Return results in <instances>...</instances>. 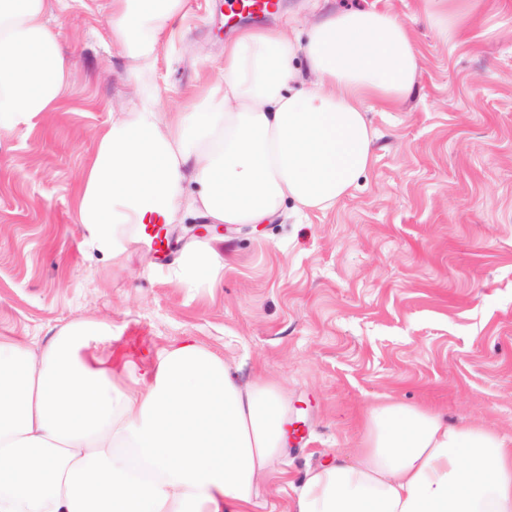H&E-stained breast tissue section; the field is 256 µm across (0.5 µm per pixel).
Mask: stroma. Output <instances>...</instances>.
<instances>
[{"label":"stroma","mask_w":512,"mask_h":512,"mask_svg":"<svg viewBox=\"0 0 512 512\" xmlns=\"http://www.w3.org/2000/svg\"><path fill=\"white\" fill-rule=\"evenodd\" d=\"M373 7L404 21L422 56L413 97L368 105L374 160L325 212L227 226L221 275L187 288L145 250H93L75 202L113 108L137 99L108 37L106 0H69L47 18L74 57L62 111L0 134V336L40 351L78 319L108 321L87 352L150 365L190 336L241 381L288 394V430H307L261 480L254 512H290L306 472L353 452L370 406L397 400L512 440V0H480L457 34L429 17L448 0H283L267 18L302 35L325 7ZM228 41L214 0H187L159 49V93L185 102L218 73Z\"/></svg>","instance_id":"35a3bbf8"}]
</instances>
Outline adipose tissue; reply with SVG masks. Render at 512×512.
Listing matches in <instances>:
<instances>
[{
    "label": "adipose tissue",
    "instance_id": "adipose-tissue-1",
    "mask_svg": "<svg viewBox=\"0 0 512 512\" xmlns=\"http://www.w3.org/2000/svg\"><path fill=\"white\" fill-rule=\"evenodd\" d=\"M50 0H0V132L31 129L65 103L73 64ZM186 0H110L109 36L128 74L149 78ZM421 69L389 12L324 10L304 38L245 29L220 79L173 110L148 85L96 136L76 201L86 241L120 257L148 224L190 210L210 224H264L285 207L327 211L373 160L365 104L389 107ZM222 252L188 249L169 271L196 286ZM76 320L40 356L0 336V512H253L285 453L278 384L242 385L192 338L145 374L86 355L111 338ZM292 512H512V443L399 402L374 404L353 456L308 473Z\"/></svg>",
    "mask_w": 512,
    "mask_h": 512
}]
</instances>
